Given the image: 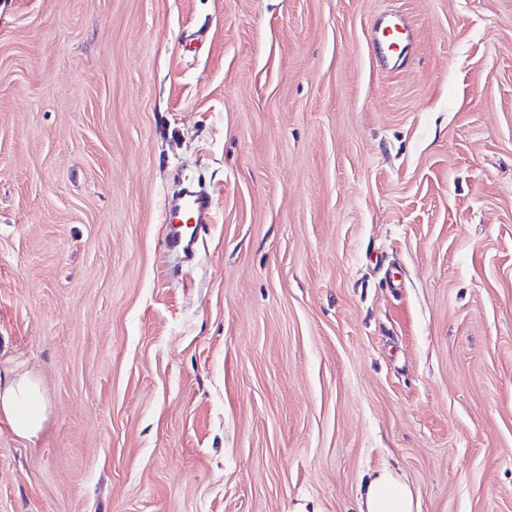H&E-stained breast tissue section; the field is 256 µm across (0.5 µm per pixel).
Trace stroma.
Wrapping results in <instances>:
<instances>
[{
  "mask_svg": "<svg viewBox=\"0 0 512 512\" xmlns=\"http://www.w3.org/2000/svg\"><path fill=\"white\" fill-rule=\"evenodd\" d=\"M0 370V512H512V0H0ZM388 29L398 33L404 39L410 38L406 24L398 15L390 13L379 17L371 28V45L379 60H385V57L391 55L395 50L387 36ZM167 251L180 255L184 260L191 261L197 254V231L186 224H181L182 213L191 212L195 215V224H210L212 209L210 196L202 191L190 189L182 198L168 197L166 204ZM20 437L34 440L48 417L43 391L31 376L0 373V416ZM357 512H420L419 501L407 482L384 467L367 479L358 500Z\"/></svg>",
  "mask_w": 512,
  "mask_h": 512,
  "instance_id": "35a3bbf8",
  "label": "stroma"
}]
</instances>
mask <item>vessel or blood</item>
Segmentation results:
<instances>
[{
  "label": "vessel or blood",
  "mask_w": 512,
  "mask_h": 512,
  "mask_svg": "<svg viewBox=\"0 0 512 512\" xmlns=\"http://www.w3.org/2000/svg\"><path fill=\"white\" fill-rule=\"evenodd\" d=\"M408 36L404 21L395 14H386L374 21L371 28V45L378 59H385L393 52L389 32ZM167 224L165 246L171 253L180 255L184 260L195 259L197 254V232L182 224L183 213H193L197 223L208 224L212 221L211 199L205 192L189 190L180 198H168L165 204Z\"/></svg>",
  "instance_id": "vessel-or-blood-1"
}]
</instances>
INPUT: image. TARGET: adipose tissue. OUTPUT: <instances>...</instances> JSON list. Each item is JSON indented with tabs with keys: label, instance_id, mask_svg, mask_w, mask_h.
Returning <instances> with one entry per match:
<instances>
[{
	"label": "adipose tissue",
	"instance_id": "adipose-tissue-1",
	"mask_svg": "<svg viewBox=\"0 0 512 512\" xmlns=\"http://www.w3.org/2000/svg\"><path fill=\"white\" fill-rule=\"evenodd\" d=\"M0 416L20 437L36 439L48 417L43 391L36 379L0 373ZM358 512H420L411 487L394 470L382 468L367 479Z\"/></svg>",
	"mask_w": 512,
	"mask_h": 512
}]
</instances>
